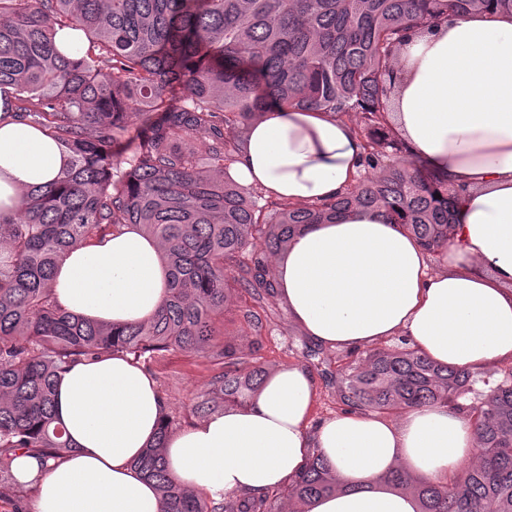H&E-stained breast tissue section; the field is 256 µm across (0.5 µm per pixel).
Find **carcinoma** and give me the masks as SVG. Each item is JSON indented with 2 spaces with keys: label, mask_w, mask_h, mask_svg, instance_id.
I'll return each mask as SVG.
<instances>
[{
  "label": "carcinoma",
  "mask_w": 512,
  "mask_h": 512,
  "mask_svg": "<svg viewBox=\"0 0 512 512\" xmlns=\"http://www.w3.org/2000/svg\"><path fill=\"white\" fill-rule=\"evenodd\" d=\"M450 10L512 14V0H0V85L15 90L0 124L29 123L70 155L54 182L26 187L0 213V474L14 449L69 451L54 383L83 359L212 353L223 365L194 416L246 403L269 369L254 361L242 373L224 315L234 311L259 351L272 257L299 228L374 210L427 253L448 248L458 190L422 165L384 158L400 153L387 117L405 32ZM62 28L88 42L74 58L54 45ZM270 105L355 117L371 174L329 202L286 209L226 182L250 121ZM126 224L161 244L170 284L158 312L116 327L61 310L52 281L68 251ZM334 382L343 411L391 415L457 404L472 376L401 338L336 357ZM467 409L479 461L463 478L441 485L400 467L383 476L418 512H512V369ZM136 467L156 482L163 512H283L282 499L304 506L339 488L317 450L279 490L218 502L177 484L157 447Z\"/></svg>",
  "instance_id": "cac0c4a2"
}]
</instances>
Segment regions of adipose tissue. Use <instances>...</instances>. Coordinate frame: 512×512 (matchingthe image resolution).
<instances>
[{"instance_id": "1", "label": "adipose tissue", "mask_w": 512, "mask_h": 512, "mask_svg": "<svg viewBox=\"0 0 512 512\" xmlns=\"http://www.w3.org/2000/svg\"><path fill=\"white\" fill-rule=\"evenodd\" d=\"M389 126L401 157L462 188L437 270L399 225L353 210L294 233L278 253L276 294L300 332L328 348L360 350L395 336L432 361L471 373L512 363V15L449 14L397 55ZM353 121L271 108L251 121L225 172L288 204L337 197L364 170ZM68 155L38 129L0 125V211L20 191L61 174ZM159 242L140 225L74 246L56 270L65 312L113 324L153 317L167 294ZM315 382L303 366L277 367L247 403L161 433L166 404L152 374L112 353L76 364L55 383L64 459L19 450L8 468L30 490L28 512H161L155 482L136 462L161 446L171 477L218 500L280 488L318 449L340 490L309 512H417L415 498L381 478L398 467L437 483L477 459L465 409L435 404L393 421L340 413L313 424Z\"/></svg>"}]
</instances>
